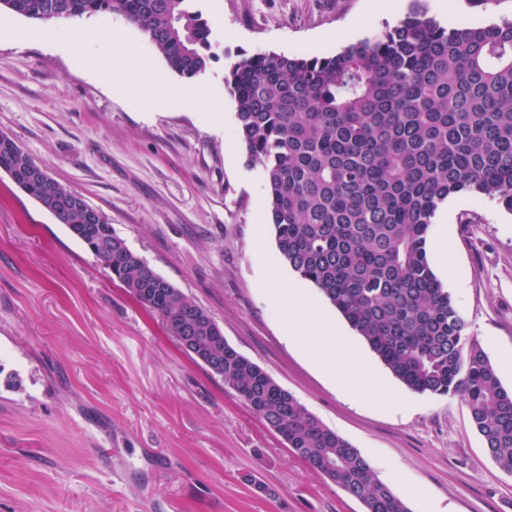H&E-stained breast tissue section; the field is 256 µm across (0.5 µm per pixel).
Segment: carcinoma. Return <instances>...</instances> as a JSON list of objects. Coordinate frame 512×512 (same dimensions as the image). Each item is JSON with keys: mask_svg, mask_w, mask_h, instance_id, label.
<instances>
[{"mask_svg": "<svg viewBox=\"0 0 512 512\" xmlns=\"http://www.w3.org/2000/svg\"><path fill=\"white\" fill-rule=\"evenodd\" d=\"M117 14L168 68L191 79L215 59L194 0H0V17L50 21ZM246 162L262 168L279 258L345 319L407 389L460 395L485 448L512 472V390L501 383L427 253L448 197L476 192L512 211V21L445 26L421 10L329 56L259 52L224 76ZM0 133V169L82 240L112 279L160 314L182 349L221 377L311 470L365 512H409L369 461L227 340L184 313L192 302L104 220L86 225L75 193L47 187Z\"/></svg>", "mask_w": 512, "mask_h": 512, "instance_id": "cac0c4a2", "label": "carcinoma"}]
</instances>
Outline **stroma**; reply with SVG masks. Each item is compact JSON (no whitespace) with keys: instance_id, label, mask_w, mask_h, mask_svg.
<instances>
[{"instance_id":"obj_1","label":"stroma","mask_w":512,"mask_h":512,"mask_svg":"<svg viewBox=\"0 0 512 512\" xmlns=\"http://www.w3.org/2000/svg\"><path fill=\"white\" fill-rule=\"evenodd\" d=\"M216 58L198 95L147 104L117 85L100 36L123 30L144 89L187 86L116 14L77 18L82 42L43 22L0 27V132L100 211L225 339L367 459L422 495L410 512H512V472L488 455L461 396L419 394L363 340L377 385L357 402L288 321L352 328L277 254L261 168L247 167L224 74L241 55L333 54L411 9L445 25L512 21V0H198ZM457 270L443 283L505 387L512 351V212L475 193L447 200ZM293 287L291 304L273 289ZM0 512H365L310 470L221 377L195 362L66 225L0 171Z\"/></svg>"}]
</instances>
